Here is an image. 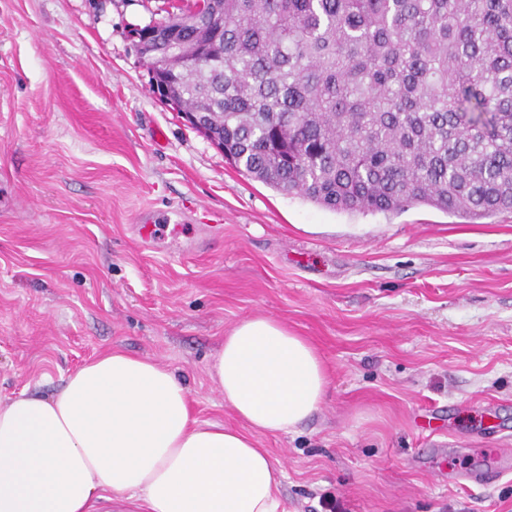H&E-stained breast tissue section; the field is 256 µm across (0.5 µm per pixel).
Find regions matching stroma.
Masks as SVG:
<instances>
[{"label":"stroma","mask_w":512,"mask_h":512,"mask_svg":"<svg viewBox=\"0 0 512 512\" xmlns=\"http://www.w3.org/2000/svg\"><path fill=\"white\" fill-rule=\"evenodd\" d=\"M173 4L0 0V402L121 348L234 427L209 368L269 316L331 372L308 421L260 439L287 512H512V474L448 482L512 448V212H336L239 173L149 89L130 31ZM173 209L199 249H142L138 215Z\"/></svg>","instance_id":"stroma-1"}]
</instances>
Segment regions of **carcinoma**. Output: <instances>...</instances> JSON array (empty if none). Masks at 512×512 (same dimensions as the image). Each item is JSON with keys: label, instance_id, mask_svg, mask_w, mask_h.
<instances>
[{"label": "carcinoma", "instance_id": "obj_1", "mask_svg": "<svg viewBox=\"0 0 512 512\" xmlns=\"http://www.w3.org/2000/svg\"><path fill=\"white\" fill-rule=\"evenodd\" d=\"M150 69L224 156L334 211L512 210V0H214Z\"/></svg>", "mask_w": 512, "mask_h": 512}]
</instances>
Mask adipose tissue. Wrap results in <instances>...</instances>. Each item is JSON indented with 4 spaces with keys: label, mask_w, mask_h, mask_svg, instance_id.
Returning a JSON list of instances; mask_svg holds the SVG:
<instances>
[{
    "label": "adipose tissue",
    "mask_w": 512,
    "mask_h": 512,
    "mask_svg": "<svg viewBox=\"0 0 512 512\" xmlns=\"http://www.w3.org/2000/svg\"><path fill=\"white\" fill-rule=\"evenodd\" d=\"M231 428L194 418L189 391L165 366L110 349L50 399L0 405V512H286L281 468L259 436L296 431L324 402L316 348L270 317L224 337L211 370Z\"/></svg>",
    "instance_id": "obj_1"
}]
</instances>
